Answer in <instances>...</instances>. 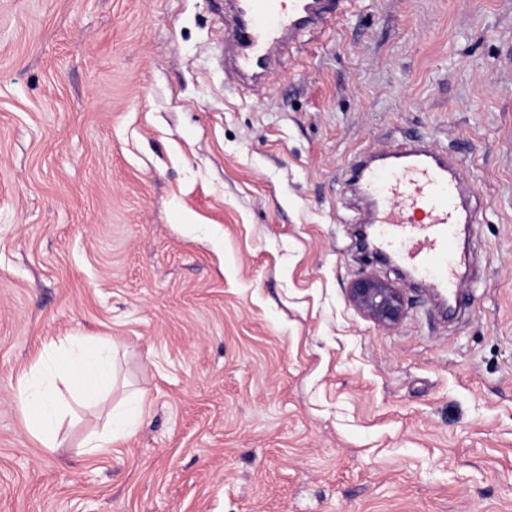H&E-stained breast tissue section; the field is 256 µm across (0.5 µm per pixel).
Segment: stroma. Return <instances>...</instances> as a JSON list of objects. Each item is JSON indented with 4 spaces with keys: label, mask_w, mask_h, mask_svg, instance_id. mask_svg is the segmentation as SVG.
<instances>
[{
    "label": "stroma",
    "mask_w": 512,
    "mask_h": 512,
    "mask_svg": "<svg viewBox=\"0 0 512 512\" xmlns=\"http://www.w3.org/2000/svg\"><path fill=\"white\" fill-rule=\"evenodd\" d=\"M226 9L0 0V512H512V0H356L247 88ZM419 135L477 207L452 320L350 222ZM96 336L116 382L56 377L44 447L19 383ZM349 297L358 310L381 326L396 323L403 316L408 301L403 288L372 273L362 275L351 284ZM107 430L101 435L90 438L85 442L83 453L89 456H95L105 448L112 447V424L114 426L123 427L125 423L122 421L121 415L117 414L114 409L110 408L106 412Z\"/></svg>",
    "instance_id": "35a3bbf8"
}]
</instances>
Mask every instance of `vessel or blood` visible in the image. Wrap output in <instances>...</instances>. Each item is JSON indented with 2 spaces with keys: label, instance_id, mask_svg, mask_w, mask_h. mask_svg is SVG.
I'll use <instances>...</instances> for the list:
<instances>
[{
  "label": "vessel or blood",
  "instance_id": "vessel-or-blood-1",
  "mask_svg": "<svg viewBox=\"0 0 512 512\" xmlns=\"http://www.w3.org/2000/svg\"><path fill=\"white\" fill-rule=\"evenodd\" d=\"M234 41L226 58L238 78L265 77L273 53L286 38L324 29L350 10L352 0H234ZM360 191L372 208L365 221L375 227L379 249L397 254L432 287L455 295L459 276L452 261L461 224L462 186L448 158L416 138L381 152L356 171ZM426 209L427 221L411 214Z\"/></svg>",
  "mask_w": 512,
  "mask_h": 512
}]
</instances>
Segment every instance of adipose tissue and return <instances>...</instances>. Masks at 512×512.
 Here are the masks:
<instances>
[{
	"label": "adipose tissue",
	"instance_id": "ef3b65f1",
	"mask_svg": "<svg viewBox=\"0 0 512 512\" xmlns=\"http://www.w3.org/2000/svg\"><path fill=\"white\" fill-rule=\"evenodd\" d=\"M56 366L63 368L69 378L77 380L84 398L93 401L98 397L101 383L114 377L113 350L107 339L99 337L83 343L75 351L49 353L25 376L21 391L29 410L28 424L49 448L54 445L53 434L58 420L50 380Z\"/></svg>",
	"mask_w": 512,
	"mask_h": 512
}]
</instances>
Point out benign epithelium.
<instances>
[{"label": "benign epithelium", "mask_w": 512, "mask_h": 512, "mask_svg": "<svg viewBox=\"0 0 512 512\" xmlns=\"http://www.w3.org/2000/svg\"><path fill=\"white\" fill-rule=\"evenodd\" d=\"M349 297L358 310L381 326L396 323L407 305L403 288L372 273L362 275L351 284Z\"/></svg>", "instance_id": "7a95c632"}]
</instances>
